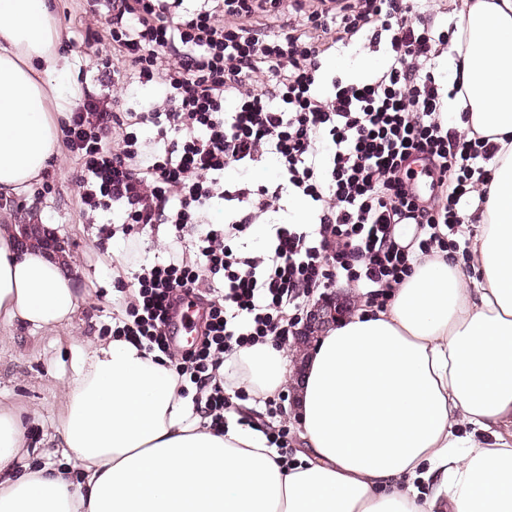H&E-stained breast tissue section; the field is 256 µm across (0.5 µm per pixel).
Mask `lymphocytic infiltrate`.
Segmentation results:
<instances>
[{"label":"lymphocytic infiltrate","instance_id":"obj_1","mask_svg":"<svg viewBox=\"0 0 512 512\" xmlns=\"http://www.w3.org/2000/svg\"><path fill=\"white\" fill-rule=\"evenodd\" d=\"M92 0L89 28L104 31L112 58L101 77L111 99L79 100L63 126L86 215L117 211L126 235L168 225L195 255L139 265L136 292L110 333L164 354L182 383L180 395L216 428L234 399L219 369L245 347L286 346L302 322V299L355 288L384 306L422 259L460 252L471 230L463 209L496 146L489 137L448 130V102L462 87L434 75L452 30L427 17L439 0ZM276 16L278 30L261 19ZM372 27L389 36L390 63L359 84L333 80L321 94V56ZM159 86L143 100L134 90ZM236 104L224 109L226 100ZM157 129L154 144L139 135ZM275 182L249 178L267 156ZM429 178V198L416 186L414 162ZM234 168L240 179L224 182ZM299 195L306 224H276L267 248L239 243L270 213ZM224 221L205 224L213 199ZM408 226V244L396 240ZM208 292L203 340L181 351L170 325L178 305Z\"/></svg>","mask_w":512,"mask_h":512}]
</instances>
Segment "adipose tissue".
<instances>
[{
  "instance_id": "1",
  "label": "adipose tissue",
  "mask_w": 512,
  "mask_h": 512,
  "mask_svg": "<svg viewBox=\"0 0 512 512\" xmlns=\"http://www.w3.org/2000/svg\"><path fill=\"white\" fill-rule=\"evenodd\" d=\"M448 110L495 136L467 268L426 259L384 307L359 301L312 346L240 350L241 383L292 391L305 450L218 433L167 363L122 338L87 341L58 429L65 469L18 473L20 420L0 411V512H512V0H460ZM48 0H0V199L29 194L58 153L70 63ZM62 260L0 230V323L71 321Z\"/></svg>"
}]
</instances>
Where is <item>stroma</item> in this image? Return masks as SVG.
Wrapping results in <instances>:
<instances>
[{
	"label": "stroma",
	"mask_w": 512,
	"mask_h": 512,
	"mask_svg": "<svg viewBox=\"0 0 512 512\" xmlns=\"http://www.w3.org/2000/svg\"><path fill=\"white\" fill-rule=\"evenodd\" d=\"M86 9V0H55V20L63 37L60 51L73 63L71 79L79 94L103 98L108 90L97 80L103 54L83 21ZM370 54L385 58L390 50L388 43L372 42L366 32L326 52L322 71L354 83L369 81L370 73L360 72L359 64ZM77 169L69 150H61L34 185L32 198L0 200V225L21 223L24 207L32 205L42 222L70 245L68 260L80 296L71 324L48 329L0 324V409L23 419L27 452L17 463L19 472L65 467L75 482L80 479L79 466L67 462L57 449L56 430L65 412L66 385L74 373L79 341L102 336L112 325L118 297L113 269L124 261L127 251L123 236L106 238L99 225L83 217L75 185Z\"/></svg>",
	"instance_id": "1"
}]
</instances>
